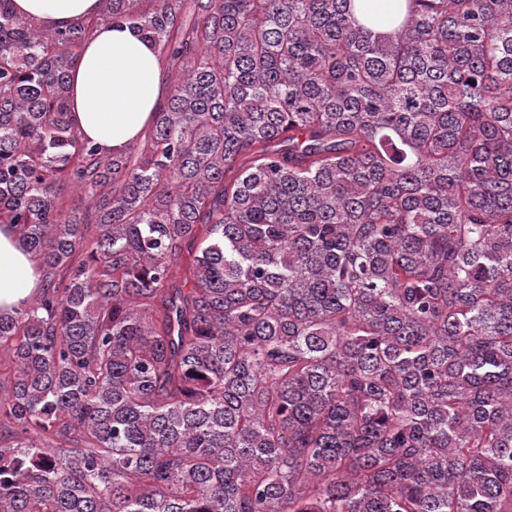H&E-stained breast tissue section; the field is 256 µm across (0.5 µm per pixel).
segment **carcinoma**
<instances>
[{"mask_svg": "<svg viewBox=\"0 0 512 512\" xmlns=\"http://www.w3.org/2000/svg\"><path fill=\"white\" fill-rule=\"evenodd\" d=\"M138 2L0 0V512H512V0ZM102 22L185 72L120 153ZM14 11L50 27H65L76 19L101 12V0H13ZM41 271L40 262L22 245L15 226L0 223V313H11L37 292Z\"/></svg>", "mask_w": 512, "mask_h": 512, "instance_id": "cac0c4a2", "label": "carcinoma"}]
</instances>
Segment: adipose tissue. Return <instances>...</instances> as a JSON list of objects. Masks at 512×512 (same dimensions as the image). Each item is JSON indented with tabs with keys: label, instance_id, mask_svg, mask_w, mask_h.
Segmentation results:
<instances>
[{
	"label": "adipose tissue",
	"instance_id": "obj_1",
	"mask_svg": "<svg viewBox=\"0 0 512 512\" xmlns=\"http://www.w3.org/2000/svg\"><path fill=\"white\" fill-rule=\"evenodd\" d=\"M15 12L50 27L99 14L101 0H13ZM165 65L157 49L126 25H100L70 71L71 118L105 151L120 152L149 127L162 104ZM42 267L14 225L0 223V313L38 290Z\"/></svg>",
	"mask_w": 512,
	"mask_h": 512
}]
</instances>
